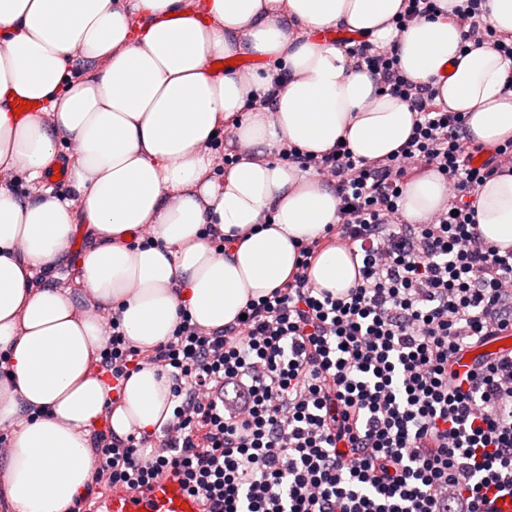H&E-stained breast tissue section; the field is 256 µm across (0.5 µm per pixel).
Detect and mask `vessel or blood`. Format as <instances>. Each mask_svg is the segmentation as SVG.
Segmentation results:
<instances>
[{
	"label": "vessel or blood",
	"instance_id": "vessel-or-blood-1",
	"mask_svg": "<svg viewBox=\"0 0 512 512\" xmlns=\"http://www.w3.org/2000/svg\"><path fill=\"white\" fill-rule=\"evenodd\" d=\"M92 512H202V506L184 489L180 473L171 470L143 489L112 487Z\"/></svg>",
	"mask_w": 512,
	"mask_h": 512
}]
</instances>
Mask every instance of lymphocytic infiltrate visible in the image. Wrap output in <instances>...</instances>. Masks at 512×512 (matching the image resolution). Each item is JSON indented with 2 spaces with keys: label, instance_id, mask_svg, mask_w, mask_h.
I'll return each mask as SVG.
<instances>
[{
  "label": "lymphocytic infiltrate",
  "instance_id": "f902f5d3",
  "mask_svg": "<svg viewBox=\"0 0 512 512\" xmlns=\"http://www.w3.org/2000/svg\"><path fill=\"white\" fill-rule=\"evenodd\" d=\"M484 5L455 7L465 40L512 60V35L488 24ZM347 52L416 111L408 139L374 160L345 144L280 148L333 189L338 221L300 244L291 278L244 318L208 330L180 312L148 352L109 318L98 373L120 387L158 367L172 411L149 434L97 431L94 482L140 489L175 469L203 512H495V498L512 496V355L456 368L512 332V247L483 238L472 203L512 170V140L474 143L465 113L401 70L396 45L361 39ZM425 171L447 201L411 224L404 187ZM330 246L358 264L356 285L337 295L310 280Z\"/></svg>",
  "mask_w": 512,
  "mask_h": 512
}]
</instances>
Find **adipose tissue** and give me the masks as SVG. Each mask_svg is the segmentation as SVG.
<instances>
[{
  "instance_id": "obj_1",
  "label": "adipose tissue",
  "mask_w": 512,
  "mask_h": 512,
  "mask_svg": "<svg viewBox=\"0 0 512 512\" xmlns=\"http://www.w3.org/2000/svg\"><path fill=\"white\" fill-rule=\"evenodd\" d=\"M457 2L438 0V17L399 33L392 20L404 0H0V172L34 184L25 200L0 185V426L12 429L0 496L10 512H67L92 480L100 421L124 436L153 431L171 413L169 383L151 365L111 403L94 371L107 340L100 318L65 291L31 284L56 265L77 223L97 240L77 280L120 318L132 345L166 341L182 307L206 329L232 323L291 277L297 242L338 221L333 191L274 152L287 143L321 154L342 139L356 156L380 159L416 119L378 78L352 70L324 32L397 43L404 73L466 113L472 139H512V61L486 44L461 54ZM244 54L257 62L246 73L234 65ZM77 58L93 67L76 79ZM23 100L38 111L15 114ZM230 123L240 158L220 172L211 147ZM65 141L76 146L77 210L37 186ZM445 201L428 171L405 186L403 213L422 224ZM475 208L484 238L512 246V172L487 180ZM144 227L151 242H132ZM209 228L224 237L223 252ZM355 277L338 247L310 271L315 287L335 293Z\"/></svg>"
}]
</instances>
